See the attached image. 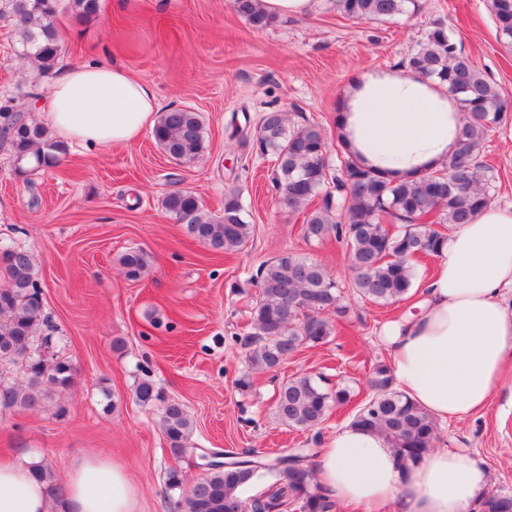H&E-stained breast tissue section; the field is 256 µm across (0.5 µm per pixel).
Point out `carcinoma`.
<instances>
[{
    "label": "carcinoma",
    "mask_w": 512,
    "mask_h": 512,
    "mask_svg": "<svg viewBox=\"0 0 512 512\" xmlns=\"http://www.w3.org/2000/svg\"><path fill=\"white\" fill-rule=\"evenodd\" d=\"M71 16L88 23L100 15V0H0V17L13 19V35L20 55L29 59L38 77L49 79L59 70L64 42L57 26L61 2ZM336 10L354 20H389L421 9V0H333ZM231 8L249 25L263 30L275 23L260 0H230ZM497 30L512 43V0H491ZM401 66L425 79L439 82L455 96L466 119L456 149L441 170L412 181H394L360 165L349 151L331 160L322 128L313 123L288 127L282 112H267L260 121L256 149L275 159L278 206L305 213L303 235L308 240L335 238L346 246L352 287L361 297L379 304L399 301L415 278V261L437 256L443 233L435 224H467L491 197L481 182L480 162L489 132L512 118V104L495 84L460 50L442 19L433 21L423 39ZM0 133L4 134L16 169L28 173L58 166L68 146L53 138L48 128L26 119L15 100H0ZM155 142L175 160H192L206 149L199 114L190 109L161 113L152 130ZM240 191L224 197V217L217 219L199 197L174 190L163 199L166 213L183 225L189 236L226 254L242 250L251 227L243 218ZM399 225L392 232L385 227ZM0 415L36 410L74 384L73 363L56 352L49 359L42 348L55 337L49 325L32 256L6 247L0 251ZM125 276L137 279L147 266L145 254L130 250L120 258ZM258 300L252 308L251 332L243 341L246 364L253 372L272 371L305 345H320L333 333L330 316L340 322L349 313L339 284L327 269L306 257L284 252L261 265L256 275ZM19 365L25 381L5 376L3 366ZM372 396L352 424L383 433L398 463L416 464L434 448L438 429L433 417L404 393L393 389L390 368L378 364L368 380ZM348 391L329 393L310 375L288 378L275 402L277 419L290 427L313 429L326 419L330 402L341 405ZM141 407H156L161 432L171 455L178 459L193 452L194 422L185 405L167 398L150 379L141 380L133 394ZM308 450L298 449L275 459L259 456L226 468L206 463L204 473L183 487V476L168 472L167 485L181 491L177 512H288L295 502L300 512H332L334 503L315 482ZM37 477L54 502L64 489L54 472L40 465ZM272 477L281 487L244 492ZM478 512H512V495L489 491Z\"/></svg>",
    "instance_id": "1"
}]
</instances>
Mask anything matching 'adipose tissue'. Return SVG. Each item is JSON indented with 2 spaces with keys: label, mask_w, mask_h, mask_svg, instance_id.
<instances>
[{
  "label": "adipose tissue",
  "mask_w": 512,
  "mask_h": 512,
  "mask_svg": "<svg viewBox=\"0 0 512 512\" xmlns=\"http://www.w3.org/2000/svg\"><path fill=\"white\" fill-rule=\"evenodd\" d=\"M150 85L118 66L75 65L52 83L47 118L62 138L92 147L126 145L153 127ZM462 125L456 98L438 82L400 70L362 69L341 97L339 133L363 164L396 181L440 169ZM512 206L495 203L451 227L417 313L387 323L381 339L400 390L442 421L484 409L512 359ZM36 457L0 462V512H135L126 470L97 455L69 472L51 506L34 476ZM318 482L350 512H470L488 486L486 468L464 448H437L400 467L388 440L351 425L332 434Z\"/></svg>",
  "instance_id": "1"
}]
</instances>
